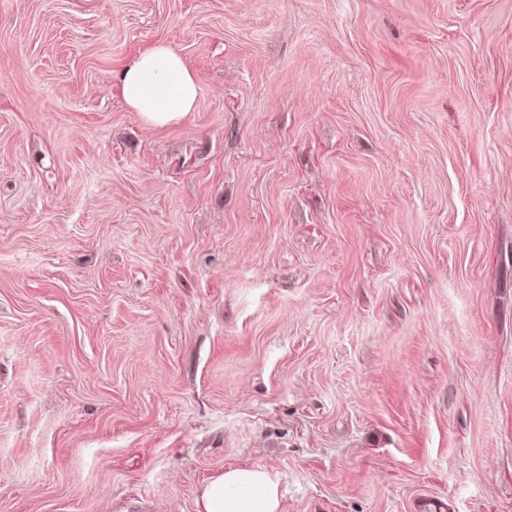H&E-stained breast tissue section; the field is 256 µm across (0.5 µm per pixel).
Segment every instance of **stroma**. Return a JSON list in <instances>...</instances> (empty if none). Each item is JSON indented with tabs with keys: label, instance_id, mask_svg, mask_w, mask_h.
<instances>
[{
	"label": "stroma",
	"instance_id": "stroma-1",
	"mask_svg": "<svg viewBox=\"0 0 512 512\" xmlns=\"http://www.w3.org/2000/svg\"><path fill=\"white\" fill-rule=\"evenodd\" d=\"M195 73L147 126L121 67ZM512 512V0H0V512ZM119 83L125 104L150 126L178 122L196 105L195 75L164 43H155L128 61ZM203 512H280L278 481L265 467L229 468L203 489Z\"/></svg>",
	"mask_w": 512,
	"mask_h": 512
}]
</instances>
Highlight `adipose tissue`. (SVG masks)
<instances>
[{
  "label": "adipose tissue",
  "instance_id": "obj_1",
  "mask_svg": "<svg viewBox=\"0 0 512 512\" xmlns=\"http://www.w3.org/2000/svg\"><path fill=\"white\" fill-rule=\"evenodd\" d=\"M120 90L125 104L151 126H165L192 112L195 75L169 46L153 44L123 67ZM203 512H280L278 481L261 466L229 468L204 488Z\"/></svg>",
  "mask_w": 512,
  "mask_h": 512
}]
</instances>
